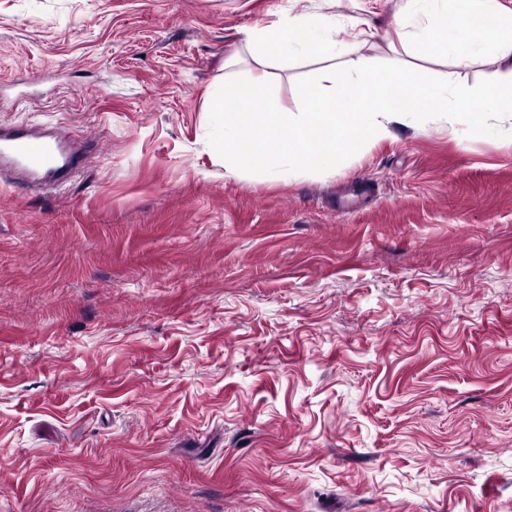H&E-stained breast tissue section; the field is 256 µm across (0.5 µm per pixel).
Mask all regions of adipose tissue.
I'll list each match as a JSON object with an SVG mask.
<instances>
[{
	"label": "adipose tissue",
	"instance_id": "obj_1",
	"mask_svg": "<svg viewBox=\"0 0 512 512\" xmlns=\"http://www.w3.org/2000/svg\"><path fill=\"white\" fill-rule=\"evenodd\" d=\"M400 40L425 58L489 66V109L512 112V0H406ZM245 41L259 58H333L345 46L335 18L325 15H290L274 28L246 32Z\"/></svg>",
	"mask_w": 512,
	"mask_h": 512
}]
</instances>
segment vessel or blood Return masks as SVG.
<instances>
[{
  "mask_svg": "<svg viewBox=\"0 0 512 512\" xmlns=\"http://www.w3.org/2000/svg\"><path fill=\"white\" fill-rule=\"evenodd\" d=\"M0 162L58 184L77 175L86 156L51 139L41 127L15 123L0 128Z\"/></svg>",
  "mask_w": 512,
  "mask_h": 512,
  "instance_id": "vessel-or-blood-1",
  "label": "vessel or blood"
}]
</instances>
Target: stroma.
<instances>
[{
    "instance_id": "35a3bbf8",
    "label": "stroma",
    "mask_w": 512,
    "mask_h": 512,
    "mask_svg": "<svg viewBox=\"0 0 512 512\" xmlns=\"http://www.w3.org/2000/svg\"><path fill=\"white\" fill-rule=\"evenodd\" d=\"M403 0H0V122L92 139L0 182V512H512V118L405 119L321 174L228 176L222 83L280 109L342 58L244 31L342 19L467 86Z\"/></svg>"
}]
</instances>
